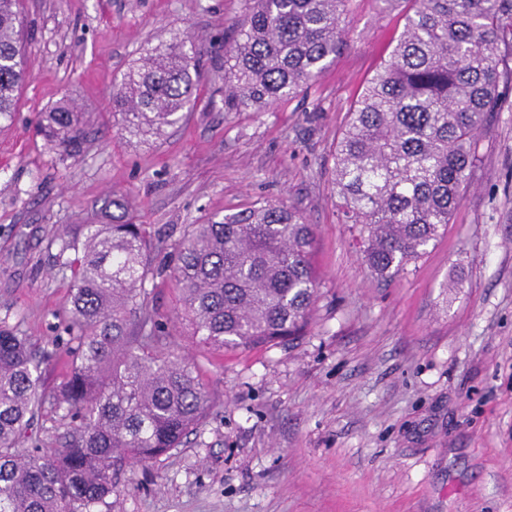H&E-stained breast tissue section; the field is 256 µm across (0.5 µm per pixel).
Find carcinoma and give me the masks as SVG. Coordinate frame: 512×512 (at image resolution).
I'll return each instance as SVG.
<instances>
[{"mask_svg": "<svg viewBox=\"0 0 512 512\" xmlns=\"http://www.w3.org/2000/svg\"><path fill=\"white\" fill-rule=\"evenodd\" d=\"M349 2L244 0L224 53V111L266 112L311 85L343 47ZM383 2L408 4L404 29L349 112L332 183L365 263L391 278L450 222L478 136L512 89V0ZM22 26L19 0H0V122L12 121L29 78ZM202 56L189 37L145 49L112 90L120 130L152 137L177 125L196 103ZM41 125L71 156L90 135L69 102ZM112 207V223L56 238L73 279L66 337L36 355L0 323V512H95L112 496L116 462L155 460L202 421L209 394L159 322L155 275L169 277L190 336L213 350L275 344L309 323L315 233L294 208L260 201L189 224L156 269L151 232L129 220L124 200ZM61 353L67 371L48 392L42 365ZM46 402L71 430L58 448L25 450L19 439Z\"/></svg>", "mask_w": 512, "mask_h": 512, "instance_id": "cac0c4a2", "label": "carcinoma"}]
</instances>
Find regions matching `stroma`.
I'll return each instance as SVG.
<instances>
[{
  "label": "stroma",
  "mask_w": 512,
  "mask_h": 512,
  "mask_svg": "<svg viewBox=\"0 0 512 512\" xmlns=\"http://www.w3.org/2000/svg\"><path fill=\"white\" fill-rule=\"evenodd\" d=\"M20 10L31 77L0 129V322L35 350L66 321L56 236L111 223L113 196L166 245L184 225L262 200L295 207L315 230L310 323L275 345H196L173 285L156 278L154 306L209 408L182 447L118 466L96 512H512V92L478 139L450 223L383 280L339 219L331 168L404 7L351 0L334 64L267 112L224 109L225 31L242 22V0H21ZM185 36L204 52L194 110L148 142L122 132L114 83L144 48ZM66 99L95 131L74 157L38 131Z\"/></svg>",
  "instance_id": "35a3bbf8"
}]
</instances>
